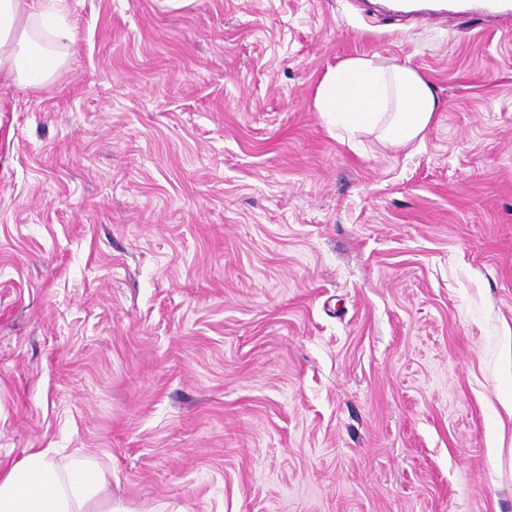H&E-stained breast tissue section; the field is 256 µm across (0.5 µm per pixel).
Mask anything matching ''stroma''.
Wrapping results in <instances>:
<instances>
[{
    "mask_svg": "<svg viewBox=\"0 0 512 512\" xmlns=\"http://www.w3.org/2000/svg\"><path fill=\"white\" fill-rule=\"evenodd\" d=\"M0 80V462L135 512H512V16L68 0ZM379 57L422 145L327 125ZM318 112L330 126L349 132H378L393 145L422 143L439 101L432 84L411 67L352 58L322 82Z\"/></svg>",
    "mask_w": 512,
    "mask_h": 512,
    "instance_id": "obj_1",
    "label": "stroma"
}]
</instances>
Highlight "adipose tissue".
<instances>
[{"mask_svg":"<svg viewBox=\"0 0 512 512\" xmlns=\"http://www.w3.org/2000/svg\"><path fill=\"white\" fill-rule=\"evenodd\" d=\"M74 39L67 0H0V75L43 88L62 64L59 48ZM316 107L329 125L406 146L423 141L439 101L409 66L352 58L328 73ZM104 490V474L92 461L59 462L34 450L0 470V512H132L106 501Z\"/></svg>","mask_w":512,"mask_h":512,"instance_id":"1","label":"adipose tissue"}]
</instances>
